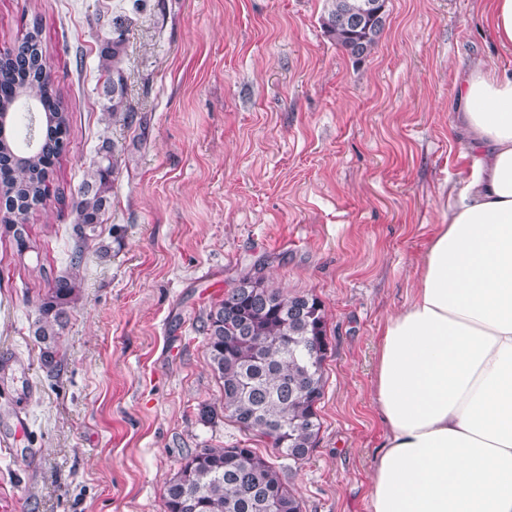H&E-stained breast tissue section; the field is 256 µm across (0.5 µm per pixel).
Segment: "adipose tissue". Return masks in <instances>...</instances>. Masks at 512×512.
<instances>
[{"label":"adipose tissue","instance_id":"obj_1","mask_svg":"<svg viewBox=\"0 0 512 512\" xmlns=\"http://www.w3.org/2000/svg\"><path fill=\"white\" fill-rule=\"evenodd\" d=\"M455 86L469 176L381 327L371 512H512V72L480 59Z\"/></svg>","mask_w":512,"mask_h":512}]
</instances>
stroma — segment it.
<instances>
[{"mask_svg":"<svg viewBox=\"0 0 512 512\" xmlns=\"http://www.w3.org/2000/svg\"><path fill=\"white\" fill-rule=\"evenodd\" d=\"M326 0H0V48L33 17L70 114L46 204L26 222L45 275L19 272L0 237V512H163L166 480L208 446L264 438L202 421L221 384L198 326L253 264L323 303L321 429L282 461L303 512H370L385 430L372 395L380 330L412 295L462 183L456 71L512 69L477 0H389L372 55L354 63L322 24ZM123 33L124 96L100 51ZM114 145L112 206L90 242L48 376L33 336L47 279L73 245L77 193Z\"/></svg>","mask_w":512,"mask_h":512,"instance_id":"stroma-1","label":"stroma"}]
</instances>
